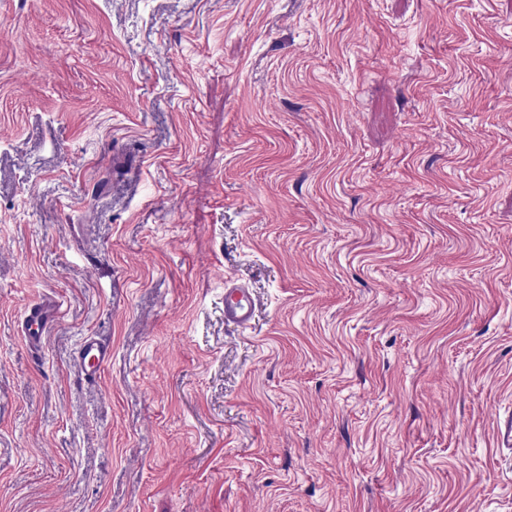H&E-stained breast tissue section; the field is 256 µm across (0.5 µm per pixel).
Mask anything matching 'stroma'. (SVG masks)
Masks as SVG:
<instances>
[{"instance_id": "stroma-1", "label": "stroma", "mask_w": 512, "mask_h": 512, "mask_svg": "<svg viewBox=\"0 0 512 512\" xmlns=\"http://www.w3.org/2000/svg\"><path fill=\"white\" fill-rule=\"evenodd\" d=\"M509 413L512 0H0V512H512ZM256 301L248 288L225 280L224 282V322L237 328H245L252 320ZM23 332L25 338L32 343H41L48 327V316L44 308L38 304L28 305L25 309ZM111 356V351L107 346L101 344L98 339L88 337L78 350L75 361L83 379L91 384H95L101 372V369L107 363Z\"/></svg>"}]
</instances>
